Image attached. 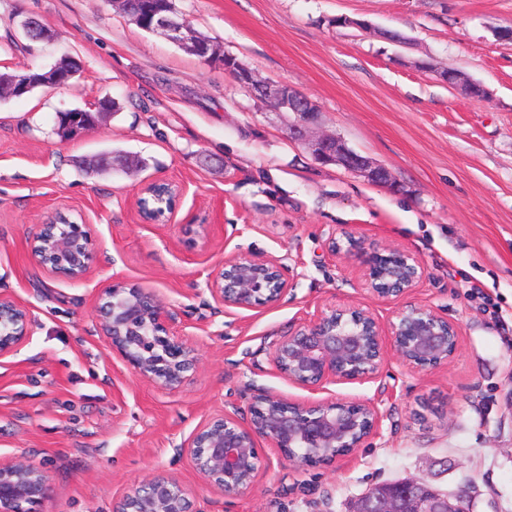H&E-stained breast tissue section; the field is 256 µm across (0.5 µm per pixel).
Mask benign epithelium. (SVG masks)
<instances>
[{"label": "benign epithelium", "instance_id": "1", "mask_svg": "<svg viewBox=\"0 0 512 512\" xmlns=\"http://www.w3.org/2000/svg\"><path fill=\"white\" fill-rule=\"evenodd\" d=\"M122 13L147 22V31L187 52L219 63L257 98L277 112H289L288 136L307 144L320 164H335L366 180L389 187L392 178L380 164L350 149L342 138L317 133L319 110L291 86L261 79L212 41L198 36L189 20L175 12L168 0H114ZM419 68L430 64L421 62ZM432 69V68H430ZM449 87L469 96L471 87L459 74L432 69ZM79 67L63 58L49 70L29 72L0 86L3 95L19 97L35 87L69 86ZM112 110L109 98L99 99L72 113L84 122L66 119L62 133L79 135L95 119ZM32 257L48 275L79 282L97 262L88 224L39 225L29 241ZM331 251L353 259L362 288L378 299H405L426 275L417 256L390 246H368L347 229L332 238ZM292 288L280 260L259 255L224 258L209 282L211 296L226 307L254 309L271 305ZM95 332L109 351L140 377L165 390L178 389L198 363L196 349L175 329L176 313L156 292L144 286L114 281L100 289L93 308ZM30 336V314L25 305L0 296V359L13 355ZM458 349L456 326L431 306L406 302L387 325L356 304L323 307L296 330L270 345L276 371L289 382L310 391L339 382H362L377 377L388 353L413 372L436 370L448 364ZM250 418L241 423L217 413L192 432L181 449L193 462L204 483L226 497L246 494L262 464L258 440L265 439L291 463L331 466L352 454L376 433L379 412L369 403L334 398L292 402L271 393L256 396ZM53 495L48 471L25 457H0V512H44ZM471 484L451 494L433 489L421 477L375 486L364 492L354 512H470ZM189 490L175 477L157 474L132 485L112 503V512H191Z\"/></svg>", "mask_w": 512, "mask_h": 512}]
</instances>
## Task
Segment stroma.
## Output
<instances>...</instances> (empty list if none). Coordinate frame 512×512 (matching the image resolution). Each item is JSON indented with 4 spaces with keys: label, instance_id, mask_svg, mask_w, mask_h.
<instances>
[{
    "label": "stroma",
    "instance_id": "35a3bbf8",
    "mask_svg": "<svg viewBox=\"0 0 512 512\" xmlns=\"http://www.w3.org/2000/svg\"><path fill=\"white\" fill-rule=\"evenodd\" d=\"M175 4L262 79L312 99L322 130L387 168L396 186L317 163L288 139V113L221 64L139 29L111 0H0V72L65 55L80 65L72 86L0 101V295L28 308L31 331L0 359V456L48 471L46 512H112L113 499L160 472L190 490L196 512H353L369 487L419 475L445 492L471 479L473 512H512V43L496 37L512 28V0ZM28 16L47 39L21 38ZM448 67L487 98L450 89L435 74ZM102 97L118 111L60 137L58 110ZM105 152L143 166L94 168ZM148 181L181 186L171 223L140 220L135 200ZM56 207L92 227L98 261L84 282L49 277L30 253ZM343 228L423 261L411 299L456 325L446 366L413 373L391 356L375 379L316 392L276 371L268 343L324 306L358 304L383 323L401 306L367 295L356 265L330 251ZM238 254L284 260L291 290L256 309L214 301L215 264ZM115 280L150 285L176 310L175 328L200 358L179 389L139 377L95 335L97 294ZM470 283L480 294L467 293ZM264 392L368 402L379 428L331 468L297 467L264 447L251 491L224 497L179 446L215 413L247 421Z\"/></svg>",
    "mask_w": 512,
    "mask_h": 512
}]
</instances>
